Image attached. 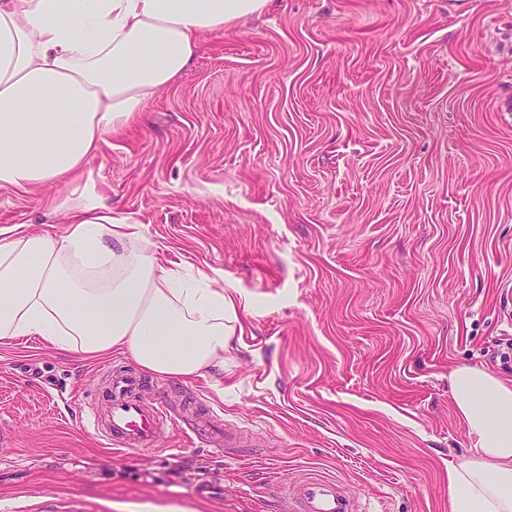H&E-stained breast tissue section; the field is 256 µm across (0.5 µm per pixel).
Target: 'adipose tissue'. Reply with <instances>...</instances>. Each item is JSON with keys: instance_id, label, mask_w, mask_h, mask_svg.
I'll return each instance as SVG.
<instances>
[{"instance_id": "obj_1", "label": "adipose tissue", "mask_w": 512, "mask_h": 512, "mask_svg": "<svg viewBox=\"0 0 512 512\" xmlns=\"http://www.w3.org/2000/svg\"><path fill=\"white\" fill-rule=\"evenodd\" d=\"M269 0H0V188L73 180L108 136L192 65L206 36ZM67 228L13 227L0 244V342L35 336L69 356H128L172 379L224 374L234 293L164 265L93 181L55 209ZM468 454L448 465L449 512H512V380L450 376Z\"/></svg>"}]
</instances>
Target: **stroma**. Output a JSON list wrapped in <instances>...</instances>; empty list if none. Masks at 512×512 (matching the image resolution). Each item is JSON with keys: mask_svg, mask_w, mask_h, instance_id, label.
<instances>
[{"mask_svg": "<svg viewBox=\"0 0 512 512\" xmlns=\"http://www.w3.org/2000/svg\"><path fill=\"white\" fill-rule=\"evenodd\" d=\"M512 0H271L87 168L164 260L249 299L207 381L149 376L242 433L98 440L120 354L0 346V512H277L319 469L368 512H448L469 439L448 376L512 378ZM72 184L0 188L40 229Z\"/></svg>", "mask_w": 512, "mask_h": 512, "instance_id": "obj_1", "label": "stroma"}]
</instances>
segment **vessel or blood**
Returning <instances> with one entry per match:
<instances>
[{"instance_id": "vessel-or-blood-1", "label": "vessel or blood", "mask_w": 512, "mask_h": 512, "mask_svg": "<svg viewBox=\"0 0 512 512\" xmlns=\"http://www.w3.org/2000/svg\"><path fill=\"white\" fill-rule=\"evenodd\" d=\"M107 398L92 409L91 425L95 436L123 450H154L161 438L176 427L167 402L153 398L144 402V382L136 373L116 369L107 376ZM191 431L201 442L220 448L231 435L219 415L198 414ZM286 512H360L357 500L335 478L306 473L290 481L284 496Z\"/></svg>"}]
</instances>
